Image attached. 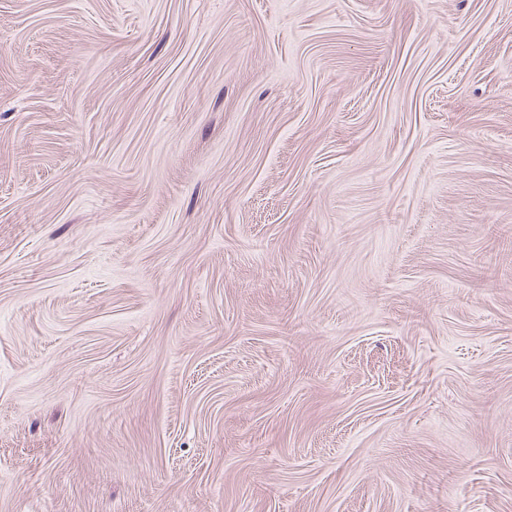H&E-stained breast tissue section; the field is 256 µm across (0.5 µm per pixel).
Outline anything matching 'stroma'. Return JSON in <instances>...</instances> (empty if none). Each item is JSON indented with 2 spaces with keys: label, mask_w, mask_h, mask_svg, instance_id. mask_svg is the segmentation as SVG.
<instances>
[{
  "label": "stroma",
  "mask_w": 512,
  "mask_h": 512,
  "mask_svg": "<svg viewBox=\"0 0 512 512\" xmlns=\"http://www.w3.org/2000/svg\"><path fill=\"white\" fill-rule=\"evenodd\" d=\"M0 512H512V0H0Z\"/></svg>",
  "instance_id": "35a3bbf8"
}]
</instances>
